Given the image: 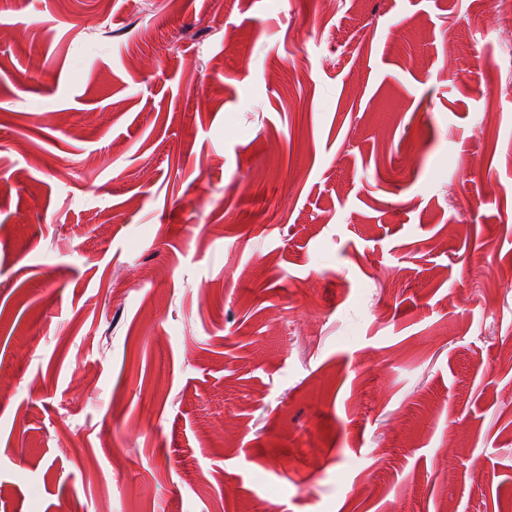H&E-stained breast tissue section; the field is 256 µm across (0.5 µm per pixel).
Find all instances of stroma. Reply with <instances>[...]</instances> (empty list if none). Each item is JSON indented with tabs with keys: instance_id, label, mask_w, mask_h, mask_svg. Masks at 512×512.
Segmentation results:
<instances>
[{
	"instance_id": "obj_1",
	"label": "stroma",
	"mask_w": 512,
	"mask_h": 512,
	"mask_svg": "<svg viewBox=\"0 0 512 512\" xmlns=\"http://www.w3.org/2000/svg\"><path fill=\"white\" fill-rule=\"evenodd\" d=\"M1 22L0 512H512L492 13L0 0Z\"/></svg>"
}]
</instances>
